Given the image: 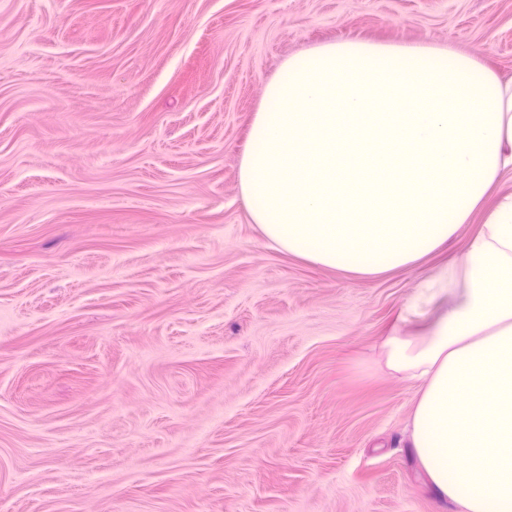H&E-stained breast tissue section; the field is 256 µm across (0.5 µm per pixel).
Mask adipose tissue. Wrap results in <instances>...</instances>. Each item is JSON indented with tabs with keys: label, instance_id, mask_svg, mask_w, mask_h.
<instances>
[{
	"label": "adipose tissue",
	"instance_id": "adipose-tissue-1",
	"mask_svg": "<svg viewBox=\"0 0 512 512\" xmlns=\"http://www.w3.org/2000/svg\"><path fill=\"white\" fill-rule=\"evenodd\" d=\"M512 78L475 57L346 40L293 55L266 88L239 187L269 245L358 276L409 266L474 214L451 274L462 304L386 367L418 382L408 443L459 512H512Z\"/></svg>",
	"mask_w": 512,
	"mask_h": 512
}]
</instances>
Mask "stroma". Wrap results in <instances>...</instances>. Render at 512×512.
<instances>
[{
    "label": "stroma",
    "instance_id": "1",
    "mask_svg": "<svg viewBox=\"0 0 512 512\" xmlns=\"http://www.w3.org/2000/svg\"><path fill=\"white\" fill-rule=\"evenodd\" d=\"M347 39L512 78V0H0V512H444L382 343L481 215L359 277L240 196L267 84Z\"/></svg>",
    "mask_w": 512,
    "mask_h": 512
}]
</instances>
